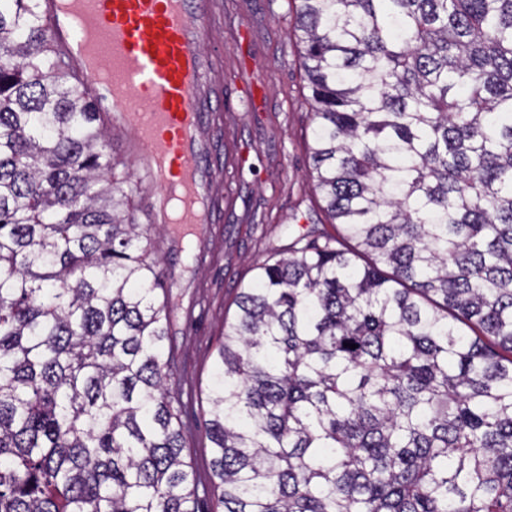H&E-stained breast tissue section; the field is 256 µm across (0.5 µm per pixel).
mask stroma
I'll list each match as a JSON object with an SVG mask.
<instances>
[{
    "label": "stroma",
    "mask_w": 512,
    "mask_h": 512,
    "mask_svg": "<svg viewBox=\"0 0 512 512\" xmlns=\"http://www.w3.org/2000/svg\"><path fill=\"white\" fill-rule=\"evenodd\" d=\"M209 45H222L213 82L224 103V125L212 135L211 156L220 199L215 224L196 248L179 249L160 225L152 253L164 272L170 325L167 351L177 358L174 389L190 426L184 456L198 480V512H214L207 491L212 452L204 432L208 386L224 322L236 313L239 288L256 264L294 235L334 232L307 178L312 136L309 90L289 33L288 0H214Z\"/></svg>",
    "instance_id": "stroma-1"
}]
</instances>
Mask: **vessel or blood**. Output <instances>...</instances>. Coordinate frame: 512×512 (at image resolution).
<instances>
[{
	"mask_svg": "<svg viewBox=\"0 0 512 512\" xmlns=\"http://www.w3.org/2000/svg\"><path fill=\"white\" fill-rule=\"evenodd\" d=\"M41 0L61 45L98 108L113 126L134 131L135 179L161 188L152 221L174 225L192 243L210 221L213 177L202 165L209 81L203 46L211 30V0ZM143 92L130 107L127 88Z\"/></svg>",
	"mask_w": 512,
	"mask_h": 512,
	"instance_id": "b4317fda",
	"label": "vessel or blood"
}]
</instances>
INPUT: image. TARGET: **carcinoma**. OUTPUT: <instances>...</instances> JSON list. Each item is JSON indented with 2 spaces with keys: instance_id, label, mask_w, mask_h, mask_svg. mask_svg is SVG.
<instances>
[{
  "instance_id": "1",
  "label": "carcinoma",
  "mask_w": 512,
  "mask_h": 512,
  "mask_svg": "<svg viewBox=\"0 0 512 512\" xmlns=\"http://www.w3.org/2000/svg\"><path fill=\"white\" fill-rule=\"evenodd\" d=\"M291 2L339 229L224 321L217 507L512 512V0ZM50 23L0 0V512H197L150 225Z\"/></svg>"
}]
</instances>
